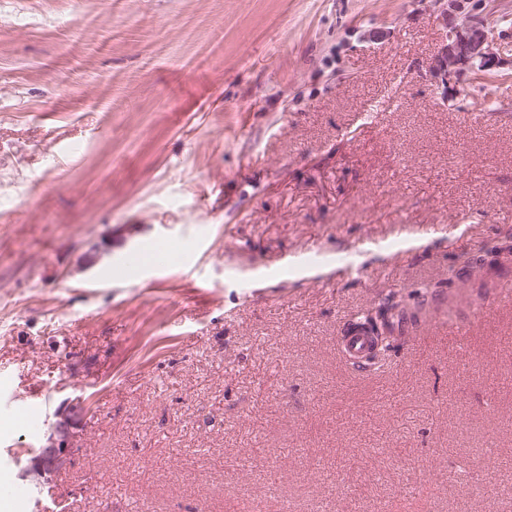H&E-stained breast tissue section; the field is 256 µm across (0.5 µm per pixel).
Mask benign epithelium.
Returning a JSON list of instances; mask_svg holds the SVG:
<instances>
[{
	"label": "benign epithelium",
	"mask_w": 512,
	"mask_h": 512,
	"mask_svg": "<svg viewBox=\"0 0 512 512\" xmlns=\"http://www.w3.org/2000/svg\"><path fill=\"white\" fill-rule=\"evenodd\" d=\"M499 50L494 48V41L485 28L474 23L461 27L448 28V38L435 57L433 69L448 74V77L460 79L475 76L478 71L489 72L499 65ZM87 412L82 401L69 406L66 417L57 427L58 438L40 449L31 461L30 468L50 477L71 463L78 449L71 446L69 439L72 425Z\"/></svg>",
	"instance_id": "1"
}]
</instances>
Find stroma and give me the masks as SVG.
Segmentation results:
<instances>
[{
	"mask_svg": "<svg viewBox=\"0 0 512 512\" xmlns=\"http://www.w3.org/2000/svg\"><path fill=\"white\" fill-rule=\"evenodd\" d=\"M485 2L0 0V507L512 512V57L428 69ZM397 314L399 316V323L411 322L416 323L418 321V312H409L399 302H395L393 298H387L386 301L378 308L370 309L369 321L372 323L375 330L378 327L385 329L386 335L393 336L395 331L389 324V316ZM337 346L347 364L361 373H374V353L377 351V341L372 333L356 321L350 320L346 331L337 336ZM86 412L87 408L83 401L78 400L69 406L65 419L57 427L59 438H53L47 447L40 449L38 455L31 461V469L38 471L41 475L52 477L61 468L71 463L79 451L78 448H73L69 442L71 424H75Z\"/></svg>",
	"mask_w": 512,
	"mask_h": 512,
	"instance_id": "1",
	"label": "stroma"
}]
</instances>
